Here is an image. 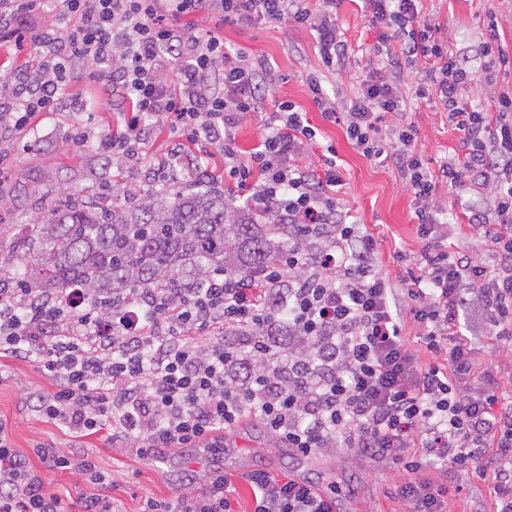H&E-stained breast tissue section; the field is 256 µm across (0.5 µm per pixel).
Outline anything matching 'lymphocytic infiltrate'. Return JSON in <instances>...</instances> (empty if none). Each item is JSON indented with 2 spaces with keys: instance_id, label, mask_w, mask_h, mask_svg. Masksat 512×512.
Here are the masks:
<instances>
[{
  "instance_id": "obj_1",
  "label": "lymphocytic infiltrate",
  "mask_w": 512,
  "mask_h": 512,
  "mask_svg": "<svg viewBox=\"0 0 512 512\" xmlns=\"http://www.w3.org/2000/svg\"><path fill=\"white\" fill-rule=\"evenodd\" d=\"M71 24L54 79L32 86L19 78L16 125L50 111L60 81L85 60L113 58L112 82L129 106L123 137L112 152L147 163L137 144L142 123L162 118L190 144L219 145L224 177L253 209L277 213L302 234L268 274L269 288L214 272L204 288L143 289L137 311L81 289L49 298L35 288L0 289V353L37 364L55 389L34 406L76 438L107 433L113 447L139 458L203 449L206 486L188 476L174 498L144 499L141 512H233L236 492L224 471V437L247 418L296 453L339 449L393 458L406 476L397 489L409 512H448L445 486L419 480L424 449L434 464L485 478L494 472L496 512H512V403L494 380L473 385L476 355L460 332V311L477 302L487 335H512V92L491 97L492 111L462 105L474 67L492 76L508 64L487 42L476 56L449 51L441 26L421 13V0H366L379 29L386 69L366 76L347 104L345 134L370 159L392 162L415 202L423 242L411 303L401 313L380 271L373 241L351 222L335 196L342 182L334 146L319 168L302 159L317 133L293 102H280L258 147L242 155L234 129L255 111L266 89L260 67L214 35L186 33L181 18L208 8L229 25L286 19L309 27L323 63H345L337 25L340 0H64ZM173 66L174 78L159 73ZM224 90L209 92L211 74ZM431 94L459 133L461 155L431 172L404 119L401 76ZM490 185L497 228L484 201L462 209L486 241L485 253L450 254L438 242L440 185ZM321 241L319 251L308 241ZM412 316L431 362L420 361L404 335ZM296 348L283 358L282 344ZM495 450L483 458L484 448ZM40 468L12 447L0 419V512H68L49 474L75 472L95 485L107 477L96 457L34 450ZM251 512H336V489L309 479L257 471L247 478Z\"/></svg>"
}]
</instances>
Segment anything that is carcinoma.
Returning a JSON list of instances; mask_svg holds the SVG:
<instances>
[{
  "mask_svg": "<svg viewBox=\"0 0 512 512\" xmlns=\"http://www.w3.org/2000/svg\"><path fill=\"white\" fill-rule=\"evenodd\" d=\"M291 236L273 212L256 224L222 194L166 183L132 208L68 201L52 210L22 240L36 259L18 276L23 288H84L117 299L141 288L199 287L216 269L260 281Z\"/></svg>",
  "mask_w": 512,
  "mask_h": 512,
  "instance_id": "carcinoma-1",
  "label": "carcinoma"
}]
</instances>
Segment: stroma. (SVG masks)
Returning a JSON list of instances; mask_svg holds the SVG:
<instances>
[{"mask_svg":"<svg viewBox=\"0 0 512 512\" xmlns=\"http://www.w3.org/2000/svg\"><path fill=\"white\" fill-rule=\"evenodd\" d=\"M492 11L498 17L499 37L512 53V0H423L424 14L442 22V37L458 52L474 51L489 41L487 15ZM337 19L349 47L350 72L346 75L326 69L313 32L292 22L228 26L211 10L196 14L193 22L223 39L228 49H244L276 76L256 112L248 114L234 130L241 151L251 150L259 142L268 114L288 100L300 106L309 123L321 131L305 158L307 165L320 164L325 146H335L337 162L343 168L337 195L362 232L373 238L380 269L398 291V306L404 308L408 305L405 281L422 247L412 197L394 165L365 158L348 143L342 124L324 121L305 82L307 74H315L325 97L342 103L354 97L368 72L383 66L384 59L375 50L378 30L363 0H342ZM45 53L44 47L29 41L16 45L9 32L0 31V279L10 278L18 268L15 243L27 234L29 225L40 223L64 201L95 203L106 196L132 207L153 183L149 172L97 147L100 140L124 132L127 105L103 80L95 63L70 74L53 111L35 117L24 129L14 128L11 114L18 107L12 93L14 78L34 72ZM401 91L407 102L405 117L416 128V149L431 169H438L458 150L459 134L449 126L436 99L417 96L409 83L402 84ZM144 150L150 158L165 163L170 183L193 187L197 146L180 144L162 121L152 119L146 127ZM441 204L445 213L440 220L448 225L443 240L448 252L481 251V240L463 218L455 196L442 195ZM460 325L476 350L480 369L492 371L499 395L512 397V348L486 334L478 311L461 314ZM53 387L36 364L0 357V418L8 424L13 448L29 456L37 444L49 443L66 452L96 455L112 476L105 492L116 512H140L149 496L172 498L185 473L200 474L207 468L205 455L193 448L166 454L157 462L121 454L103 435L74 438L65 434L32 409L33 395ZM226 443L234 459L226 471L238 488L235 512H247L250 492L244 477L259 470L324 485L335 483L338 512L407 510L396 494L404 471L392 459L336 452L305 462L253 420L244 421ZM418 475L447 486L449 512L496 510L491 480L447 474L427 462L422 463Z\"/></svg>","mask_w":512,"mask_h":512,"instance_id":"1","label":"stroma"}]
</instances>
